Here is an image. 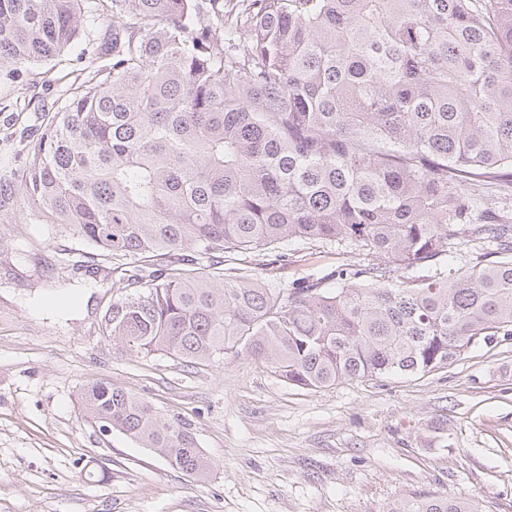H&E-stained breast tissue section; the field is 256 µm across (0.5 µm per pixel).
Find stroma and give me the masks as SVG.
I'll use <instances>...</instances> for the list:
<instances>
[{
    "instance_id": "1",
    "label": "stroma",
    "mask_w": 512,
    "mask_h": 512,
    "mask_svg": "<svg viewBox=\"0 0 512 512\" xmlns=\"http://www.w3.org/2000/svg\"><path fill=\"white\" fill-rule=\"evenodd\" d=\"M96 7L56 60L0 64V512H385L415 492L481 495L512 512V339L466 350L413 378L321 390L288 385L247 353L206 365L112 346L102 323L126 297L125 260L23 199L24 135L112 23ZM341 246L295 241L293 283L361 262ZM108 383L190 423L212 462L198 481L86 417L83 390Z\"/></svg>"
}]
</instances>
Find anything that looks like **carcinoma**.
<instances>
[{
    "label": "carcinoma",
    "mask_w": 512,
    "mask_h": 512,
    "mask_svg": "<svg viewBox=\"0 0 512 512\" xmlns=\"http://www.w3.org/2000/svg\"><path fill=\"white\" fill-rule=\"evenodd\" d=\"M84 0H0V61H51ZM105 67L45 109L27 202L140 292L112 344L194 362L245 351L308 390L444 369L512 339V0H110ZM293 241L364 264L291 286ZM464 245L467 254L459 253ZM249 253L255 270L229 266ZM155 270L146 272V266ZM85 414L187 475L188 425L99 384ZM386 512H484L414 493Z\"/></svg>",
    "instance_id": "carcinoma-1"
}]
</instances>
